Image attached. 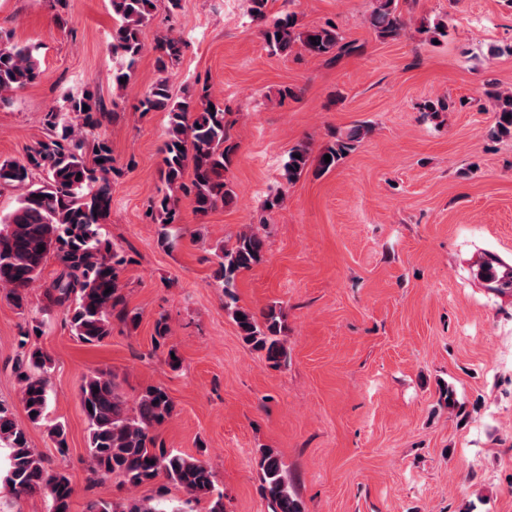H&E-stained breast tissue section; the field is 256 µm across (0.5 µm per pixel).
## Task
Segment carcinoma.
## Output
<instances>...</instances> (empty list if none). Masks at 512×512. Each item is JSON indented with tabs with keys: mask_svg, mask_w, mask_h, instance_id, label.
<instances>
[{
	"mask_svg": "<svg viewBox=\"0 0 512 512\" xmlns=\"http://www.w3.org/2000/svg\"><path fill=\"white\" fill-rule=\"evenodd\" d=\"M157 0H111L115 24L112 53L125 65L112 71V88L121 91L131 79L132 69L144 50L142 28L153 19ZM398 0H376L368 22L386 39L400 35L403 22L396 14ZM264 41L273 54H282L294 44L312 57H324L347 49L336 26L328 23L300 31L293 14L286 13L265 26ZM316 41H311V38ZM157 69L165 73L180 57L179 41L165 35L154 46ZM39 63L26 46L0 34V104L8 95L34 82ZM498 102L496 135L512 136V93L492 92ZM68 111L55 107L44 113L43 122L53 136L38 141L25 157L0 163V187L23 189L17 206L0 217V291L18 309L28 305V289L39 280L48 255L55 256L60 270L46 286L50 303L63 309L72 335L96 344L112 335V321H137L124 302L121 267L126 263L121 249L102 241L100 226L108 221L112 205L114 173L112 149L100 130L109 111L97 93L86 90L67 98ZM144 111L168 113L167 135L160 148L163 188L152 200L150 218L157 224H176L181 197H189L194 210L205 215L234 200L235 192L224 179L237 145L229 142L224 109L213 101L208 85L182 98L174 97L168 78L159 77L142 101ZM360 128L335 135L332 144L317 157L316 173L336 168L355 148ZM330 155L325 162L324 155ZM306 145L292 149L284 166L286 183L292 184L307 169ZM266 252V237L252 226L239 232L230 245L214 250V276L224 285L229 299L225 308L244 341L264 353L275 368L288 365L282 309L274 306L256 314L236 306L232 288L238 275L260 264ZM495 275L486 282L497 288H512V267L486 263ZM111 292H106V289ZM242 317H237V314ZM51 359L35 348L16 366L21 403L28 419H44L49 405L48 373ZM80 401L89 425L88 460L93 478L116 477L132 488L149 485L164 477L195 499L206 498L208 512H224V493L214 482L210 467L202 461L168 450L158 442L156 430L175 411V403L162 386H149L128 407L115 376L97 371L80 387ZM0 446L7 450L4 483L16 496L48 497V512H71L74 489L69 479L44 464L30 447L27 435L14 421L12 409L0 402ZM263 496L270 512H305L280 457L271 449L261 451L258 462ZM86 512H182L159 493L131 498L122 507L90 501Z\"/></svg>",
	"mask_w": 512,
	"mask_h": 512,
	"instance_id": "carcinoma-1",
	"label": "carcinoma"
}]
</instances>
